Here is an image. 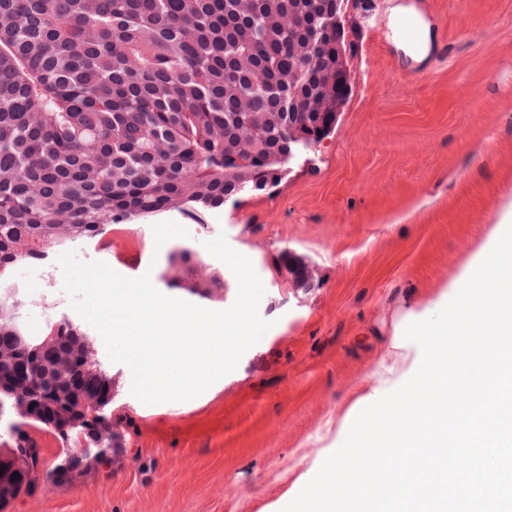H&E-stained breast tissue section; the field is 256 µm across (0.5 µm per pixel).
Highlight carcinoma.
<instances>
[{
    "mask_svg": "<svg viewBox=\"0 0 512 512\" xmlns=\"http://www.w3.org/2000/svg\"><path fill=\"white\" fill-rule=\"evenodd\" d=\"M343 0H0V476L66 482L29 427L93 415L67 447L109 448L112 378L82 329L28 333L10 280L109 227L254 194L336 123L350 83ZM75 386L51 389L54 370ZM17 478H12L13 473Z\"/></svg>",
    "mask_w": 512,
    "mask_h": 512,
    "instance_id": "cac0c4a2",
    "label": "carcinoma"
}]
</instances>
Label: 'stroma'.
I'll return each mask as SVG.
<instances>
[{"instance_id":"1","label":"stroma","mask_w":512,"mask_h":512,"mask_svg":"<svg viewBox=\"0 0 512 512\" xmlns=\"http://www.w3.org/2000/svg\"><path fill=\"white\" fill-rule=\"evenodd\" d=\"M409 2L436 27L423 67L373 30L386 0H344L351 90L311 160L260 195L196 217L137 218L72 244L83 262L150 274L165 295L224 310L237 281L204 243L225 233L259 275L260 314L274 326L206 394L147 405L84 325L112 378L105 412L117 449L9 512H281L343 443L357 400L410 377L420 349L395 334L409 313L445 306L449 282L512 199V0ZM166 221L186 234L159 250L152 227ZM177 246L201 259L195 277L223 280L222 297L168 286ZM62 282L53 272L28 325L78 321Z\"/></svg>"}]
</instances>
